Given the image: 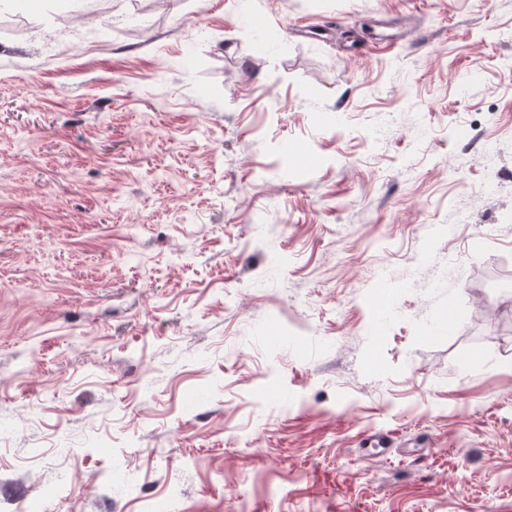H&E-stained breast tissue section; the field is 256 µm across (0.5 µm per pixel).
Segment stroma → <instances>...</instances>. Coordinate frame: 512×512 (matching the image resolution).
Here are the masks:
<instances>
[{
    "instance_id": "1",
    "label": "stroma",
    "mask_w": 512,
    "mask_h": 512,
    "mask_svg": "<svg viewBox=\"0 0 512 512\" xmlns=\"http://www.w3.org/2000/svg\"><path fill=\"white\" fill-rule=\"evenodd\" d=\"M158 498L512 512V0L0 10V503Z\"/></svg>"
}]
</instances>
